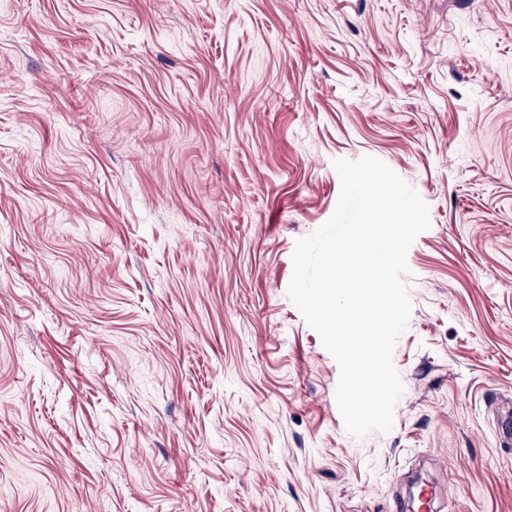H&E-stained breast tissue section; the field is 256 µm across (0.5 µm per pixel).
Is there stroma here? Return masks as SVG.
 <instances>
[{"label":"stroma","instance_id":"obj_1","mask_svg":"<svg viewBox=\"0 0 512 512\" xmlns=\"http://www.w3.org/2000/svg\"><path fill=\"white\" fill-rule=\"evenodd\" d=\"M379 159L429 207L389 432L288 295ZM512 0H0V512H512Z\"/></svg>","mask_w":512,"mask_h":512}]
</instances>
